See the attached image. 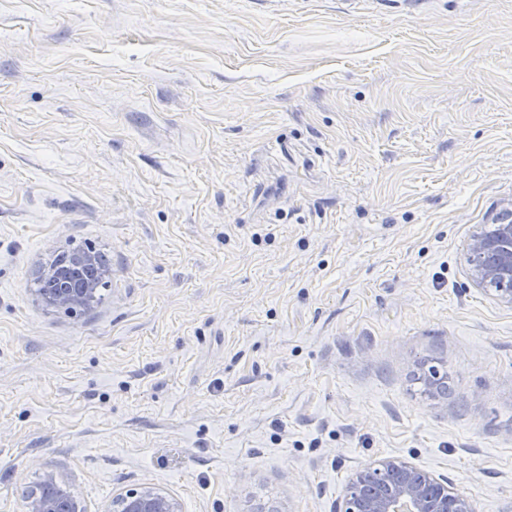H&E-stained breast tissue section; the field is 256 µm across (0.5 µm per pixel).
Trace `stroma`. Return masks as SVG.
<instances>
[{"label": "stroma", "instance_id": "obj_1", "mask_svg": "<svg viewBox=\"0 0 512 512\" xmlns=\"http://www.w3.org/2000/svg\"><path fill=\"white\" fill-rule=\"evenodd\" d=\"M510 202L512 0H0V512L48 473L336 512L389 456L512 512V308L464 259ZM86 246L102 300L46 305Z\"/></svg>", "mask_w": 512, "mask_h": 512}]
</instances>
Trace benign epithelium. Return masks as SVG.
I'll return each instance as SVG.
<instances>
[{
    "mask_svg": "<svg viewBox=\"0 0 512 512\" xmlns=\"http://www.w3.org/2000/svg\"><path fill=\"white\" fill-rule=\"evenodd\" d=\"M465 262L475 286L493 292L501 304L512 307V220L487 224L469 239ZM105 271L94 251L72 255L64 268L43 269L38 280L51 285L39 296L46 303L69 309L87 308ZM57 484L48 474L44 485L26 501V512H85L76 501L60 500L49 493ZM102 512H180L169 493L154 487L129 490L112 497ZM336 512H475L471 500L448 480L398 457H387L374 466L354 472Z\"/></svg>",
    "mask_w": 512,
    "mask_h": 512,
    "instance_id": "obj_1",
    "label": "benign epithelium"
}]
</instances>
